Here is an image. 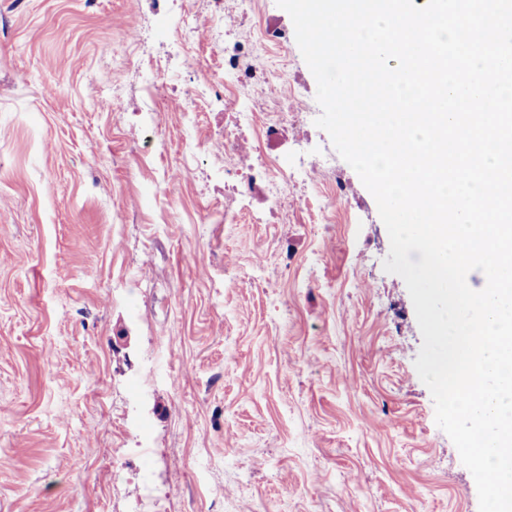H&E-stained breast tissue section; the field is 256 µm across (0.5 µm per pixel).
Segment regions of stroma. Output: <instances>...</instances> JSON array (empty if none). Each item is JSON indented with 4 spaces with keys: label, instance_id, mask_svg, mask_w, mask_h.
Here are the masks:
<instances>
[{
    "label": "stroma",
    "instance_id": "stroma-1",
    "mask_svg": "<svg viewBox=\"0 0 512 512\" xmlns=\"http://www.w3.org/2000/svg\"><path fill=\"white\" fill-rule=\"evenodd\" d=\"M259 2L287 39L256 45L246 100L315 99L289 14ZM210 16L0 0V512H146V479L168 512H479L354 169L340 202L289 188L298 221L225 223L224 101L142 67L223 84Z\"/></svg>",
    "mask_w": 512,
    "mask_h": 512
}]
</instances>
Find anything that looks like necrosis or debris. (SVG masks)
Wrapping results in <instances>:
<instances>
[{"label":"necrosis or debris","mask_w":512,"mask_h":512,"mask_svg":"<svg viewBox=\"0 0 512 512\" xmlns=\"http://www.w3.org/2000/svg\"><path fill=\"white\" fill-rule=\"evenodd\" d=\"M224 66L232 76L231 84L221 87L199 78L185 89L189 97L221 95L230 104L224 115V132L218 136L215 150L224 169V198L231 207L241 211L248 209L255 197H263L265 216L287 220L285 200L289 182L308 183L317 173L333 172L334 158L327 152L302 153L295 163L288 165L267 154L266 145L280 141L288 124L315 120L316 114L295 87L275 101L269 114L254 112L245 104L241 90L259 82L262 75L249 43L236 41L234 53L224 57ZM249 133L255 135L257 145L252 155L239 156L237 145Z\"/></svg>","instance_id":"4bbe7bcc"}]
</instances>
